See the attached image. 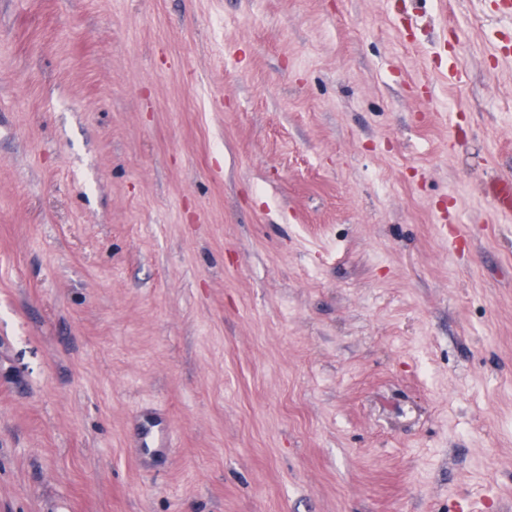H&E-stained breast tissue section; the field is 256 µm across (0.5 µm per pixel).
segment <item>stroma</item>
<instances>
[{
    "instance_id": "1",
    "label": "stroma",
    "mask_w": 512,
    "mask_h": 512,
    "mask_svg": "<svg viewBox=\"0 0 512 512\" xmlns=\"http://www.w3.org/2000/svg\"><path fill=\"white\" fill-rule=\"evenodd\" d=\"M500 4L0 0V512H512Z\"/></svg>"
}]
</instances>
